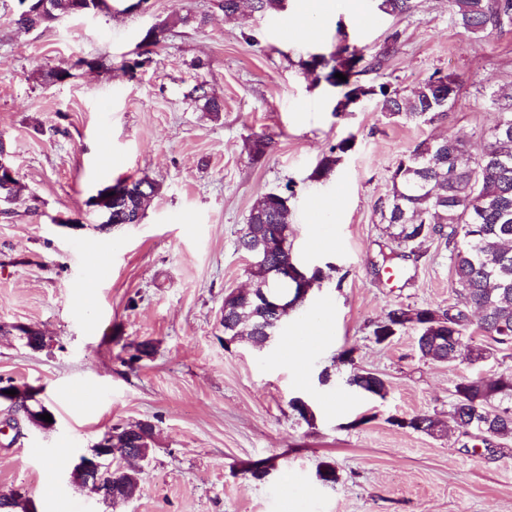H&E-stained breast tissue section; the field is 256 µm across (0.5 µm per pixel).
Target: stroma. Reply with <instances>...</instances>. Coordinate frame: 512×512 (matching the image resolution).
Wrapping results in <instances>:
<instances>
[{"mask_svg":"<svg viewBox=\"0 0 512 512\" xmlns=\"http://www.w3.org/2000/svg\"><path fill=\"white\" fill-rule=\"evenodd\" d=\"M308 13L284 0L272 14L225 16L215 0H108L103 10L65 16L26 31L17 0H0V137L23 186L0 214V324H26L49 341L36 352L0 334V387L31 385L53 413L51 428L6 427L0 403V488L29 489L37 512H512V442L456 430L432 437L394 425L397 417L447 419L460 377L512 369V350L486 362L422 359L415 329L379 344L375 326L400 306L448 308L457 286L443 242L405 248L400 276L381 266L392 240L379 206L398 161L425 139L460 136L480 145L496 118L487 92L512 94V25L480 34L454 26L451 0H414L407 15L359 0L376 24L353 11ZM207 15L205 26L193 17ZM188 24H181V17ZM177 23L128 74L145 32ZM399 32V48L361 84L403 91L439 71L454 77L458 101L447 119L412 122L366 98L335 112L342 91L310 75L311 55L344 46L371 58ZM96 68L78 66V59ZM69 69L64 81L48 72ZM223 100L203 112L197 84ZM270 141L258 158V137ZM354 144L335 171L312 176L346 137ZM143 176L160 190L137 224L100 228L89 199L120 179ZM286 191L297 263L325 279L290 311L264 346L224 345V296L249 286L238 237L257 200ZM109 245L100 278L91 260ZM326 311L321 349L303 365L282 357L298 324ZM155 352L130 362L138 342ZM353 362L341 364L342 350ZM369 371L387 383L366 396L346 380ZM83 386L93 405L74 402ZM306 400V422L290 407ZM152 422L156 444L139 491L117 506L72 484L77 457L116 425ZM268 461L264 480L248 468ZM338 479L319 480L322 463ZM55 466L45 493L40 473Z\"/></svg>","mask_w":512,"mask_h":512,"instance_id":"obj_1","label":"stroma"}]
</instances>
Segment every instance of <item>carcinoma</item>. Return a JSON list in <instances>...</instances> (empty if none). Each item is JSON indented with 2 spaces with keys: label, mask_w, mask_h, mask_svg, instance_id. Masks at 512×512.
I'll return each instance as SVG.
<instances>
[{
  "label": "carcinoma",
  "mask_w": 512,
  "mask_h": 512,
  "mask_svg": "<svg viewBox=\"0 0 512 512\" xmlns=\"http://www.w3.org/2000/svg\"><path fill=\"white\" fill-rule=\"evenodd\" d=\"M18 0L25 4L28 15L18 14L16 24L30 30L48 26L62 14L78 15L86 10H102L106 0ZM455 26L472 34L497 30L504 22H512V0H452ZM378 8L396 16L409 13L413 0H380ZM358 52L344 46L337 52L336 65L324 74L333 86L358 73ZM193 92L202 110L214 117L223 111V103L210 95L206 84H197ZM460 87L450 75L429 76L404 94L389 83L367 87L369 97L376 99L381 111L411 121L434 122L451 109L458 100ZM497 118L490 127L483 145H472L458 138L423 140L417 143L397 164L390 176V190L381 204V217L386 232L397 245H409L420 239L437 237L444 241L450 253L455 283L458 286L457 305L448 309L398 307L390 310L373 330L375 341L388 324L401 323L402 316L413 313L420 333L416 343L422 358L435 362L469 358L473 352L494 356L512 347V96L491 92ZM352 148L345 138L324 155L314 169L316 179L327 177ZM22 189L19 181L11 187L0 186V213L6 215V205ZM152 187L147 195H131L115 212L118 224L137 223L157 193ZM289 211L272 193L264 194L252 208L248 224L238 238V247L248 250L253 245L271 247L268 265L254 273L256 283L276 291L288 290L275 274L278 265L291 258L287 225ZM222 320L224 335L246 336L254 344L263 341L262 326L267 321H279V315L265 312L245 296L229 293L224 296ZM444 319L455 327L462 344H437L430 338L429 326ZM454 400L448 409L452 428L468 432L483 425L484 436L502 441L512 440V369L490 379L464 376L454 386ZM416 423L413 430L435 436L447 430L440 419L429 414L410 417ZM155 426L149 421L136 424L129 433L119 428L123 447L132 448L145 457L155 445ZM140 473L133 470L112 471V502L132 498L140 486ZM24 491L11 487L0 491V506L4 512L19 508L28 512Z\"/></svg>",
  "instance_id": "obj_1"
}]
</instances>
